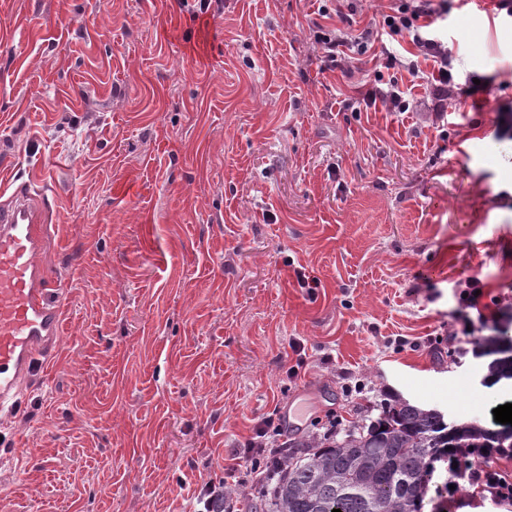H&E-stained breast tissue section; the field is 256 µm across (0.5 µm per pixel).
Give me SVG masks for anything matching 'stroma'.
I'll return each mask as SVG.
<instances>
[{
  "instance_id": "35a3bbf8",
  "label": "stroma",
  "mask_w": 512,
  "mask_h": 512,
  "mask_svg": "<svg viewBox=\"0 0 512 512\" xmlns=\"http://www.w3.org/2000/svg\"><path fill=\"white\" fill-rule=\"evenodd\" d=\"M223 2L199 23L180 0H0V184L55 199L40 260L66 300L0 420V512H189L265 418L294 441L396 398L487 426L512 403L454 339L512 334V23L432 0L461 106L439 118L397 64L328 68L330 0ZM377 78L407 111L358 102ZM422 512L512 505L440 461Z\"/></svg>"
}]
</instances>
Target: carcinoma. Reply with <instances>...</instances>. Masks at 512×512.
<instances>
[{"label":"carcinoma","mask_w":512,"mask_h":512,"mask_svg":"<svg viewBox=\"0 0 512 512\" xmlns=\"http://www.w3.org/2000/svg\"><path fill=\"white\" fill-rule=\"evenodd\" d=\"M488 359L485 377L498 383L512 377V342L492 333L473 347ZM376 419L340 439L301 440L297 454L275 463L280 477L269 494L268 512H421L427 477L439 454L457 458L456 476L472 466L467 450L512 453L493 448L491 429L477 421L448 422L437 409L403 399L384 402Z\"/></svg>","instance_id":"1"}]
</instances>
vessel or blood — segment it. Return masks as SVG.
Returning a JSON list of instances; mask_svg holds the SVG:
<instances>
[{"instance_id": "b4317fda", "label": "vessel or blood", "mask_w": 512, "mask_h": 512, "mask_svg": "<svg viewBox=\"0 0 512 512\" xmlns=\"http://www.w3.org/2000/svg\"><path fill=\"white\" fill-rule=\"evenodd\" d=\"M53 204L33 180L0 190V410L44 373L65 303L38 256Z\"/></svg>"}]
</instances>
